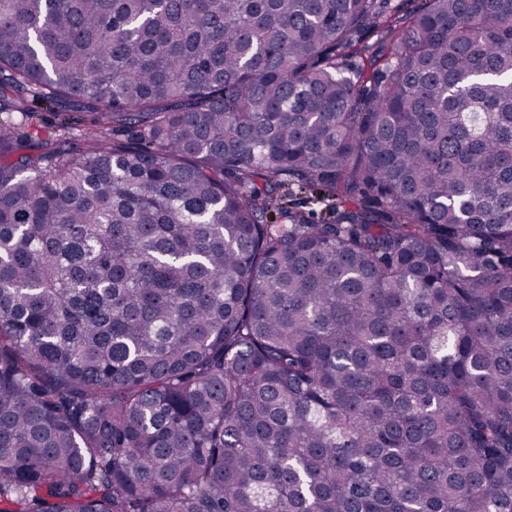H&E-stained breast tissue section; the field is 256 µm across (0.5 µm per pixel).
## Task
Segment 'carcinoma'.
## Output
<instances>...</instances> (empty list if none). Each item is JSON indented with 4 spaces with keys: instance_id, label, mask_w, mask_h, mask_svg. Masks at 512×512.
<instances>
[{
    "instance_id": "carcinoma-1",
    "label": "carcinoma",
    "mask_w": 512,
    "mask_h": 512,
    "mask_svg": "<svg viewBox=\"0 0 512 512\" xmlns=\"http://www.w3.org/2000/svg\"><path fill=\"white\" fill-rule=\"evenodd\" d=\"M384 3L0 0V512H512V0Z\"/></svg>"
}]
</instances>
